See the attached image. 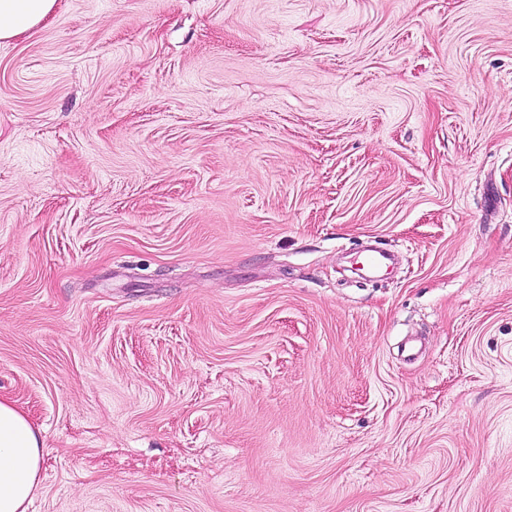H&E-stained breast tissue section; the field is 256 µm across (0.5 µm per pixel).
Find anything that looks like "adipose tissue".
I'll return each mask as SVG.
<instances>
[{"mask_svg":"<svg viewBox=\"0 0 512 512\" xmlns=\"http://www.w3.org/2000/svg\"><path fill=\"white\" fill-rule=\"evenodd\" d=\"M58 0H0V41L43 26ZM44 443L38 429L12 403L0 400V512H27L39 485Z\"/></svg>","mask_w":512,"mask_h":512,"instance_id":"1","label":"adipose tissue"}]
</instances>
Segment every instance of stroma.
I'll use <instances>...</instances> for the list:
<instances>
[{
	"mask_svg": "<svg viewBox=\"0 0 512 512\" xmlns=\"http://www.w3.org/2000/svg\"><path fill=\"white\" fill-rule=\"evenodd\" d=\"M0 399L28 512H512V0L1 41ZM43 448L28 417L0 400V512H27L39 485Z\"/></svg>",
	"mask_w": 512,
	"mask_h": 512,
	"instance_id": "35a3bbf8",
	"label": "stroma"
}]
</instances>
